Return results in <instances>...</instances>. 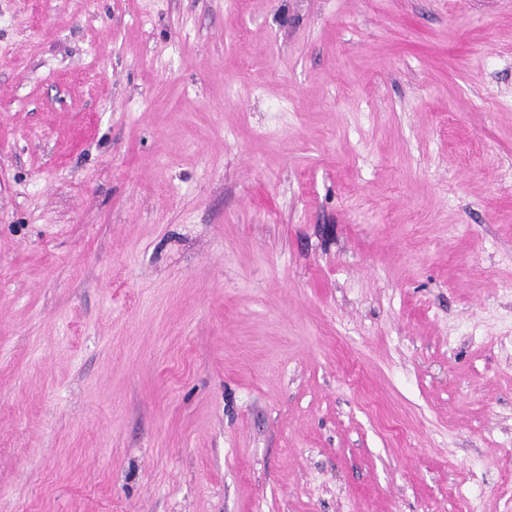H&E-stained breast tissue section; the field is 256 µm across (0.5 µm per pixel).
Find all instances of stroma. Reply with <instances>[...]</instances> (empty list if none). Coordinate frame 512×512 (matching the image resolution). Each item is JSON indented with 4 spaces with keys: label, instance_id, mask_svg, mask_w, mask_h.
Returning a JSON list of instances; mask_svg holds the SVG:
<instances>
[{
    "label": "stroma",
    "instance_id": "35a3bbf8",
    "mask_svg": "<svg viewBox=\"0 0 512 512\" xmlns=\"http://www.w3.org/2000/svg\"><path fill=\"white\" fill-rule=\"evenodd\" d=\"M512 512V0H0V512Z\"/></svg>",
    "mask_w": 512,
    "mask_h": 512
}]
</instances>
